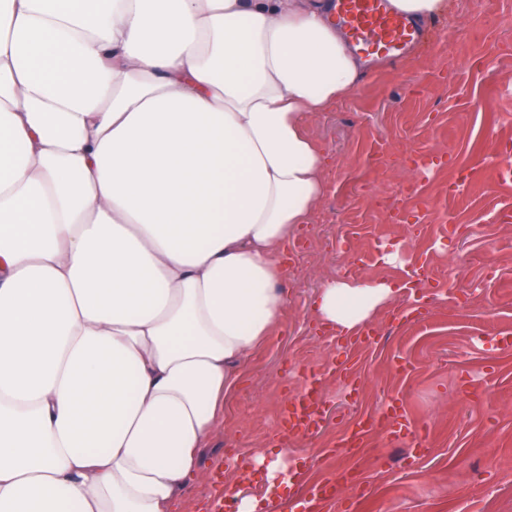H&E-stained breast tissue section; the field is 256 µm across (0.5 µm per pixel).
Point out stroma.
Listing matches in <instances>:
<instances>
[{"label":"stroma","instance_id":"obj_1","mask_svg":"<svg viewBox=\"0 0 512 512\" xmlns=\"http://www.w3.org/2000/svg\"><path fill=\"white\" fill-rule=\"evenodd\" d=\"M509 9L512 0H448L420 48L307 119L333 155L328 192L288 255L281 325L242 368L179 512L214 498L212 463L271 447L312 371L330 416L315 437L289 439L286 459L309 482L357 465L368 489L356 512H512V348L496 343L512 337V176L496 163L512 154V28L498 24ZM489 126L498 142H485ZM399 183L411 195L393 198ZM393 241L400 263L381 264ZM423 265L433 280L374 320L376 344L344 353L315 334L310 306L326 281L411 282ZM343 359L362 384L355 402L333 370ZM392 396L427 430V452L380 429L362 461L333 452L354 420Z\"/></svg>","mask_w":512,"mask_h":512}]
</instances>
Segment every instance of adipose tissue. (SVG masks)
<instances>
[{"instance_id": "ef3b65f1", "label": "adipose tissue", "mask_w": 512, "mask_h": 512, "mask_svg": "<svg viewBox=\"0 0 512 512\" xmlns=\"http://www.w3.org/2000/svg\"><path fill=\"white\" fill-rule=\"evenodd\" d=\"M363 77L327 0H0V512H176L328 190L305 122Z\"/></svg>"}]
</instances>
